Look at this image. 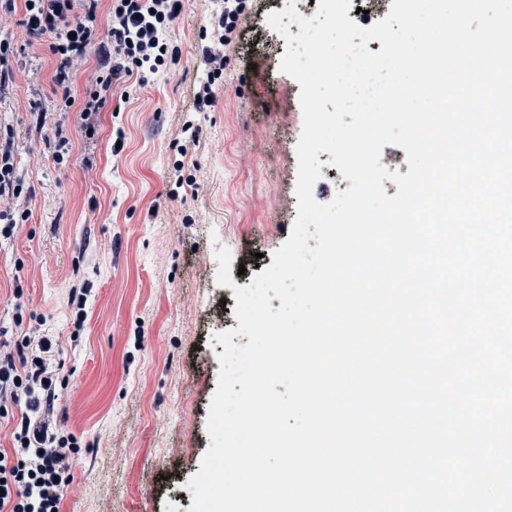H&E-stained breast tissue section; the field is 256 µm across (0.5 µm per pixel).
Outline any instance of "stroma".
Returning a JSON list of instances; mask_svg holds the SVG:
<instances>
[{
	"instance_id": "stroma-1",
	"label": "stroma",
	"mask_w": 512,
	"mask_h": 512,
	"mask_svg": "<svg viewBox=\"0 0 512 512\" xmlns=\"http://www.w3.org/2000/svg\"><path fill=\"white\" fill-rule=\"evenodd\" d=\"M288 0H251L224 47V79L196 111L207 72L201 38L224 0H183L166 32L180 47L172 70L142 86H114L94 139L78 113L55 108V59L30 43L23 13L0 14L16 45L0 92L10 128L17 201L29 218L0 240V343L15 314L43 316L59 381L39 419L81 451L60 512H188L189 479L211 445L206 421L224 347L237 328L234 289L273 263L297 216L300 85L280 72L284 37L266 17ZM199 129L188 141L184 123ZM69 140L58 152L54 130ZM121 152H113L116 135ZM227 248L232 286L216 283ZM90 287L82 330L72 289Z\"/></svg>"
}]
</instances>
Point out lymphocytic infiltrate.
<instances>
[{
    "label": "lymphocytic infiltrate",
    "instance_id": "1",
    "mask_svg": "<svg viewBox=\"0 0 512 512\" xmlns=\"http://www.w3.org/2000/svg\"><path fill=\"white\" fill-rule=\"evenodd\" d=\"M182 0H112L110 27L99 36V0H0V11L23 8L27 33L46 42L55 58L53 82L58 109L78 110L84 131H96L98 117L119 81L143 84L147 75L178 62V48L168 47L165 31L178 17ZM247 0H224L213 24L216 46L206 48L205 80L197 91V108L207 106L217 75L224 70V45L231 42ZM96 52L100 66L81 100L71 95L75 60ZM48 339L17 337L13 348L0 351V419L9 405L28 401L12 432V451L0 457V512H60L63 491L71 481L69 461L79 451L73 435L51 431L37 420L40 408L51 407L58 378L48 357Z\"/></svg>",
    "mask_w": 512,
    "mask_h": 512
}]
</instances>
